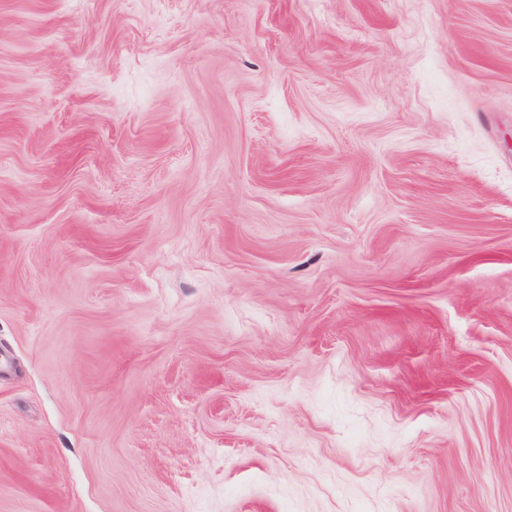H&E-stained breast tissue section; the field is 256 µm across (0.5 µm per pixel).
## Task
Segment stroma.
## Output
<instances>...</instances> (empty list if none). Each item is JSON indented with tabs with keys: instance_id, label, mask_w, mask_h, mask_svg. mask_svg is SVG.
Returning a JSON list of instances; mask_svg holds the SVG:
<instances>
[{
	"instance_id": "stroma-1",
	"label": "stroma",
	"mask_w": 512,
	"mask_h": 512,
	"mask_svg": "<svg viewBox=\"0 0 512 512\" xmlns=\"http://www.w3.org/2000/svg\"><path fill=\"white\" fill-rule=\"evenodd\" d=\"M0 512H512V0H0Z\"/></svg>"
}]
</instances>
